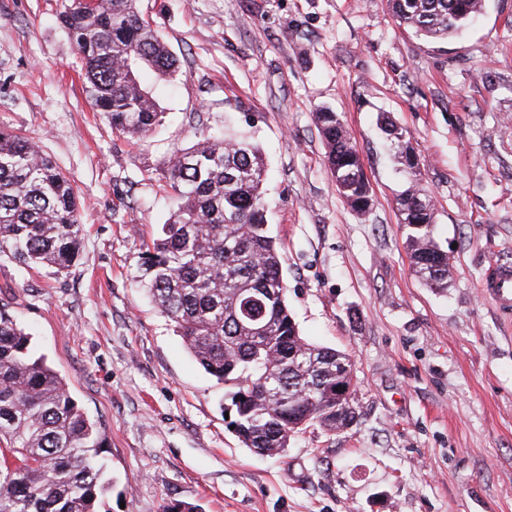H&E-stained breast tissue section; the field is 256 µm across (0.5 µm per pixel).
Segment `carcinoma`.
Instances as JSON below:
<instances>
[{"label": "carcinoma", "instance_id": "1", "mask_svg": "<svg viewBox=\"0 0 512 512\" xmlns=\"http://www.w3.org/2000/svg\"><path fill=\"white\" fill-rule=\"evenodd\" d=\"M397 26L443 42L483 14L485 0H388ZM61 28L83 63L91 105L120 134L146 135L162 111L140 83L150 68L177 72V59L142 15L139 0H62ZM327 165L344 202L372 207L361 157L339 115L316 112ZM380 129L404 171L415 176L409 133L387 117ZM257 147L201 135L170 158L167 184L178 210L147 244L137 282L174 325L184 345L230 388L234 431L251 451H285L293 434L316 425L336 431V369L354 373L350 354L300 335L288 309L282 257L269 235ZM420 277L445 288L448 251L433 238L435 205L416 180L396 199ZM83 240L81 204L70 177L27 137L0 126V253L27 269L67 270ZM105 437L63 378L36 356L27 333L0 307V512H99Z\"/></svg>", "mask_w": 512, "mask_h": 512}]
</instances>
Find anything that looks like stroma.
<instances>
[{"label": "stroma", "mask_w": 512, "mask_h": 512, "mask_svg": "<svg viewBox=\"0 0 512 512\" xmlns=\"http://www.w3.org/2000/svg\"><path fill=\"white\" fill-rule=\"evenodd\" d=\"M60 6L0 0V125L73 180L85 235L63 273L0 254V306L105 431L100 512H512V310L482 288L512 267V0H487L445 43L398 28L387 0H140L179 61L171 79L143 72L165 118L140 138L90 106ZM321 106L360 154L365 214L327 167ZM383 113L409 132L434 200L445 291L413 269ZM201 131L262 151L290 312L355 363L354 425L308 427L273 457L240 443L228 387L135 282L176 208L166 165Z\"/></svg>", "instance_id": "35a3bbf8"}]
</instances>
